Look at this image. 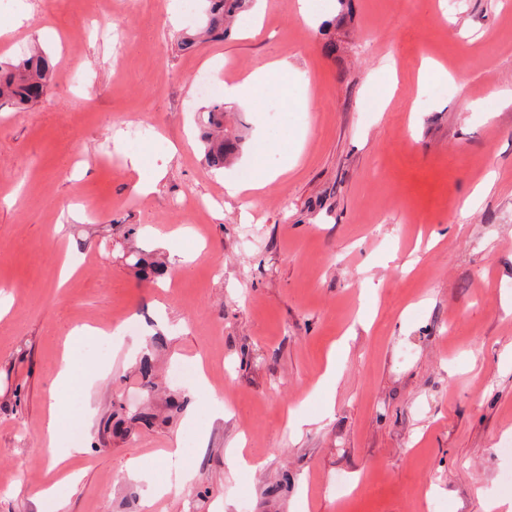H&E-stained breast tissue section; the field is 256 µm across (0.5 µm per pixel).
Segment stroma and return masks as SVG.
I'll return each instance as SVG.
<instances>
[{
	"instance_id": "35a3bbf8",
	"label": "stroma",
	"mask_w": 512,
	"mask_h": 512,
	"mask_svg": "<svg viewBox=\"0 0 512 512\" xmlns=\"http://www.w3.org/2000/svg\"><path fill=\"white\" fill-rule=\"evenodd\" d=\"M295 2L259 0L193 53L176 46L193 26L181 0H115L109 25L99 0H24L28 22L0 37L1 59L37 42L56 64L38 102L0 112V512H188L199 495L209 512H484L512 499V104L487 97L512 91V0H352L328 36L318 24L337 0H309V22ZM272 59L294 68L282 112L267 96L226 104L242 151L214 171L197 73L220 87ZM427 59L467 85L419 79ZM391 66L398 90L380 112ZM143 125L158 140L133 151L142 170L166 169L146 196L125 163L124 131ZM297 143L298 166L253 203L225 192V175L280 168ZM130 247L189 264L144 280ZM115 317L135 330L81 394L86 452L57 461L45 437L50 405L71 399L54 385L68 335ZM157 333L166 386L195 419L103 432L114 405L161 403L137 371ZM189 361L223 417L173 377ZM187 433L193 481L147 506L128 461L164 478L157 461ZM239 444L248 464L233 470Z\"/></svg>"
}]
</instances>
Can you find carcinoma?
<instances>
[{
	"label": "carcinoma",
	"mask_w": 512,
	"mask_h": 512,
	"mask_svg": "<svg viewBox=\"0 0 512 512\" xmlns=\"http://www.w3.org/2000/svg\"><path fill=\"white\" fill-rule=\"evenodd\" d=\"M197 27L183 34L177 41L178 49L191 52L208 41L222 39L233 26L236 16L249 0H207ZM53 65L42 51L33 49L20 60H0V108L23 109L39 99L47 86ZM224 106L215 101L211 104L205 130L202 135L204 159L208 166L222 169L238 157L240 139L236 135L224 133ZM129 265L136 269L138 276L147 279L165 274L163 264L150 259L138 250L128 252ZM138 373L143 385L152 389L159 387L155 382V366L152 353L147 352L139 360ZM115 419L113 429L127 436L136 426L152 427L158 420V414L149 406L124 414L120 405L112 411Z\"/></svg>",
	"instance_id": "carcinoma-1"
}]
</instances>
